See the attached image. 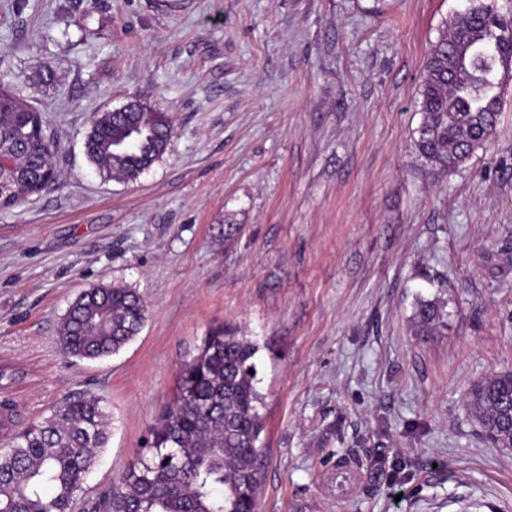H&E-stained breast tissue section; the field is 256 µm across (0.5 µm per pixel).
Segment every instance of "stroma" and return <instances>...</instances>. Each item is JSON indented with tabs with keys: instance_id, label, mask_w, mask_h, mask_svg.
<instances>
[{
	"instance_id": "1",
	"label": "stroma",
	"mask_w": 512,
	"mask_h": 512,
	"mask_svg": "<svg viewBox=\"0 0 512 512\" xmlns=\"http://www.w3.org/2000/svg\"><path fill=\"white\" fill-rule=\"evenodd\" d=\"M467 0H0V74L47 119L59 182L0 211V399L18 425L101 399L92 512L217 326L256 341L258 512H512V454L466 410L512 371V80L457 171L414 146L431 43ZM168 113L166 153L100 176L96 113ZM237 225L225 239L227 225ZM99 282L148 309L118 354H64ZM447 304L415 336L416 297Z\"/></svg>"
}]
</instances>
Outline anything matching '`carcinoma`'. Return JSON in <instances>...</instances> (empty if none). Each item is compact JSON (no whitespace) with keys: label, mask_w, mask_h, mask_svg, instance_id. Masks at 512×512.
<instances>
[{"label":"carcinoma","mask_w":512,"mask_h":512,"mask_svg":"<svg viewBox=\"0 0 512 512\" xmlns=\"http://www.w3.org/2000/svg\"><path fill=\"white\" fill-rule=\"evenodd\" d=\"M512 61V11L492 0L455 15L431 44L420 84L422 122L415 146L432 170L460 167L495 134L501 74ZM171 119L140 106L132 116L102 112L84 142L97 171L135 179L169 146ZM46 117L0 80V211L58 180ZM445 302L417 297L416 336L443 322ZM146 306L130 288L82 291L59 325L63 352L111 356L138 335ZM258 345L239 330L208 332L185 361L173 402L150 430L151 441L112 486L102 512H256L258 458L265 415L257 389ZM467 407L482 435L512 453V372L473 382ZM109 418L96 397L66 400L50 416L9 434L0 448V512H73L108 438Z\"/></svg>","instance_id":"carcinoma-1"}]
</instances>
